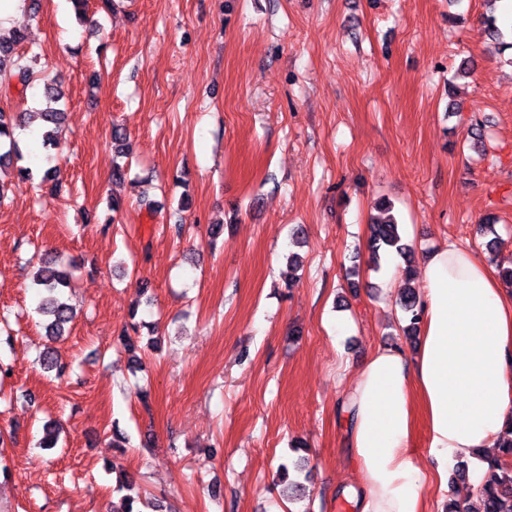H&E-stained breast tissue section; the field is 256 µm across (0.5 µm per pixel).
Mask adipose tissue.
<instances>
[{"label":"adipose tissue","instance_id":"obj_1","mask_svg":"<svg viewBox=\"0 0 512 512\" xmlns=\"http://www.w3.org/2000/svg\"><path fill=\"white\" fill-rule=\"evenodd\" d=\"M420 341L415 355L378 346L344 404L346 439L362 487L357 512H428L427 484L448 488V468L496 447L512 427V291L476 252L448 243L421 261ZM428 426L423 468L411 445L417 413Z\"/></svg>","mask_w":512,"mask_h":512}]
</instances>
